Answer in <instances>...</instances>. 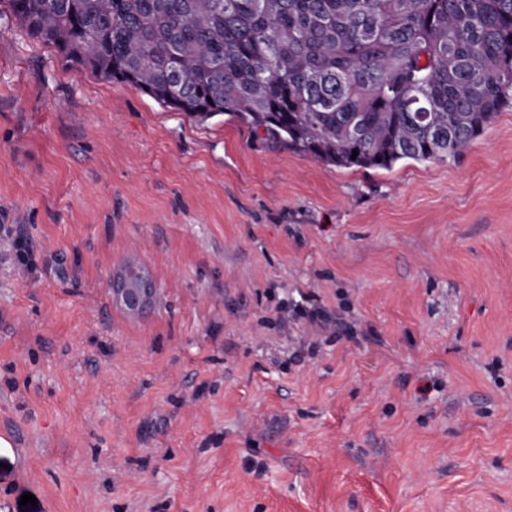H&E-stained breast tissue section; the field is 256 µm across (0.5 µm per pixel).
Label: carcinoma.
I'll return each mask as SVG.
<instances>
[{
    "mask_svg": "<svg viewBox=\"0 0 512 512\" xmlns=\"http://www.w3.org/2000/svg\"><path fill=\"white\" fill-rule=\"evenodd\" d=\"M66 61L339 168L456 161L512 104V0H8Z\"/></svg>",
    "mask_w": 512,
    "mask_h": 512,
    "instance_id": "carcinoma-1",
    "label": "carcinoma"
}]
</instances>
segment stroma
Here are the masks:
<instances>
[{
	"mask_svg": "<svg viewBox=\"0 0 512 512\" xmlns=\"http://www.w3.org/2000/svg\"><path fill=\"white\" fill-rule=\"evenodd\" d=\"M0 512H512V107L338 168L0 0ZM154 294L152 278L141 271L124 269L112 276V296L131 314L142 312L151 303Z\"/></svg>",
	"mask_w": 512,
	"mask_h": 512,
	"instance_id": "35a3bbf8",
	"label": "stroma"
}]
</instances>
